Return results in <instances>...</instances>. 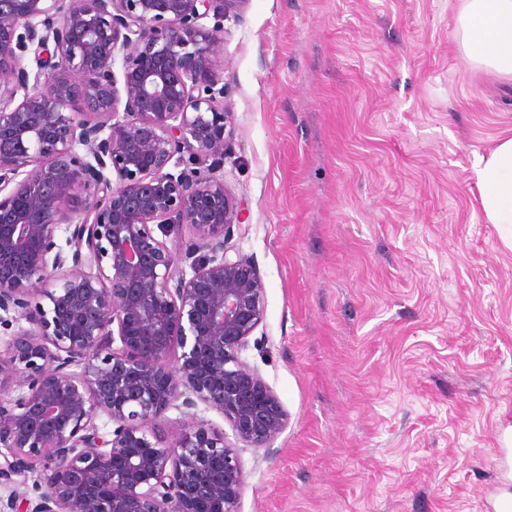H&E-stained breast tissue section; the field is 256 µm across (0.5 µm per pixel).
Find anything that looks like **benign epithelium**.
Segmentation results:
<instances>
[{
  "label": "benign epithelium",
  "mask_w": 512,
  "mask_h": 512,
  "mask_svg": "<svg viewBox=\"0 0 512 512\" xmlns=\"http://www.w3.org/2000/svg\"><path fill=\"white\" fill-rule=\"evenodd\" d=\"M247 2L0 0V312L29 324L0 352V512H239L236 451L167 411L252 448L287 425L242 358L265 286L228 246L221 22Z\"/></svg>",
  "instance_id": "benign-epithelium-1"
}]
</instances>
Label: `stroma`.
<instances>
[{
  "mask_svg": "<svg viewBox=\"0 0 512 512\" xmlns=\"http://www.w3.org/2000/svg\"><path fill=\"white\" fill-rule=\"evenodd\" d=\"M463 0H248L224 19L247 207L231 246L265 284L244 353L288 424L237 441L239 512H493L512 426V248L473 166L512 137V81L473 69Z\"/></svg>",
  "mask_w": 512,
  "mask_h": 512,
  "instance_id": "stroma-1",
  "label": "stroma"
}]
</instances>
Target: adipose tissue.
<instances>
[{"label": "adipose tissue", "mask_w": 512, "mask_h": 512, "mask_svg": "<svg viewBox=\"0 0 512 512\" xmlns=\"http://www.w3.org/2000/svg\"><path fill=\"white\" fill-rule=\"evenodd\" d=\"M457 35L474 67L512 76V0H465ZM474 175L490 223L512 227V137L480 159Z\"/></svg>", "instance_id": "obj_1"}]
</instances>
